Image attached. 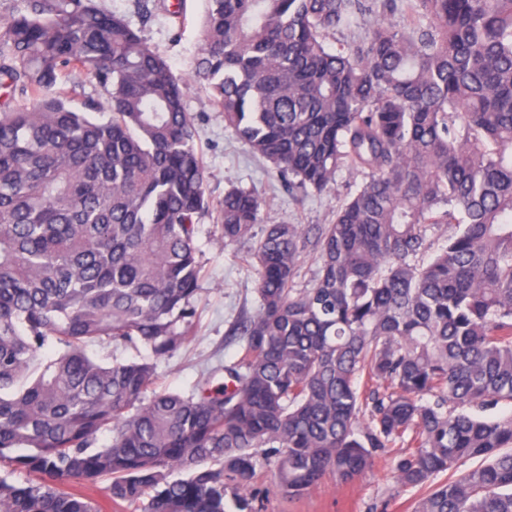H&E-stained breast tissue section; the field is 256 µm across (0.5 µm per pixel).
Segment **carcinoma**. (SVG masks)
<instances>
[{"instance_id":"cac0c4a2","label":"carcinoma","mask_w":512,"mask_h":512,"mask_svg":"<svg viewBox=\"0 0 512 512\" xmlns=\"http://www.w3.org/2000/svg\"><path fill=\"white\" fill-rule=\"evenodd\" d=\"M208 2L191 78L98 0L0 17V512H103L74 489L102 482L142 512H231L269 456L297 498L380 454L413 512H512V413L471 412L512 406V0ZM376 10L402 22L327 46ZM65 72L108 90L107 117L69 106ZM193 78L286 185L363 180L333 223L258 236L259 199L224 193L257 307L224 382L185 395L155 382L198 322ZM439 224L461 229L438 245Z\"/></svg>"}]
</instances>
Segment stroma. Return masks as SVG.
<instances>
[{
  "instance_id": "stroma-1",
  "label": "stroma",
  "mask_w": 512,
  "mask_h": 512,
  "mask_svg": "<svg viewBox=\"0 0 512 512\" xmlns=\"http://www.w3.org/2000/svg\"><path fill=\"white\" fill-rule=\"evenodd\" d=\"M150 19H142L136 0H99L102 8L126 16L131 25L177 75L187 76L196 66L201 44V25L207 0H183L179 15H171L172 0H146ZM186 108L198 128L197 147L203 158L208 213L202 215L199 260L205 277L196 300L198 325L192 337L174 354L157 360V385L189 393L210 369L234 355L237 341L229 329L236 318L256 307L255 272L245 256L252 247L245 240L224 243L221 204L224 192L233 187L251 190L262 201L267 224H329L346 200L359 173L344 168L325 192L288 193L275 170L251 157L224 123V114L206 83L191 84ZM254 497L253 512H410V495L394 496L388 459L354 482L343 484L329 478L299 498L282 496L275 488V464L267 462L247 484Z\"/></svg>"
}]
</instances>
